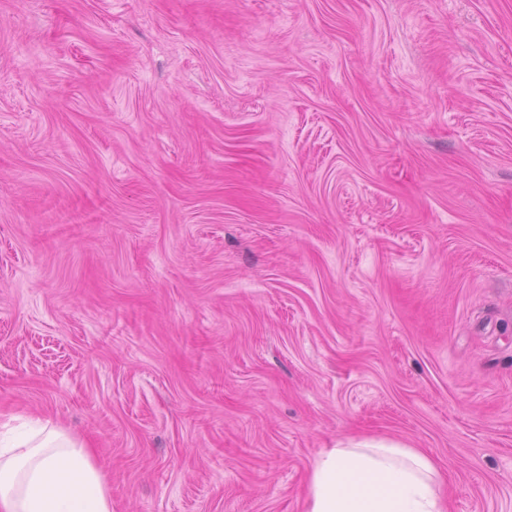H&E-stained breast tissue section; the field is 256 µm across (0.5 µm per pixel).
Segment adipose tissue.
<instances>
[{
	"mask_svg": "<svg viewBox=\"0 0 512 512\" xmlns=\"http://www.w3.org/2000/svg\"><path fill=\"white\" fill-rule=\"evenodd\" d=\"M443 480L419 448L384 440L328 448L315 459L305 512H447ZM0 512H112L87 444L51 419L0 422Z\"/></svg>",
	"mask_w": 512,
	"mask_h": 512,
	"instance_id": "ef3b65f1",
	"label": "adipose tissue"
}]
</instances>
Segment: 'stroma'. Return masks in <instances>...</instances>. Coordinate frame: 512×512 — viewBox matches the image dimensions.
<instances>
[{
  "mask_svg": "<svg viewBox=\"0 0 512 512\" xmlns=\"http://www.w3.org/2000/svg\"><path fill=\"white\" fill-rule=\"evenodd\" d=\"M0 413L112 512H512V0H0ZM442 486L420 448L385 440L327 448L310 471L305 512H446Z\"/></svg>",
  "mask_w": 512,
  "mask_h": 512,
  "instance_id": "stroma-1",
  "label": "stroma"
}]
</instances>
